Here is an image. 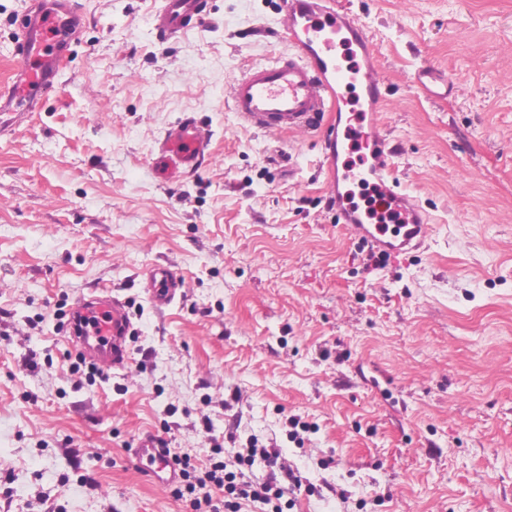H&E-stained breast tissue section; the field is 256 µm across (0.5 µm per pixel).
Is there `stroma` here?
<instances>
[{
	"label": "stroma",
	"mask_w": 512,
	"mask_h": 512,
	"mask_svg": "<svg viewBox=\"0 0 512 512\" xmlns=\"http://www.w3.org/2000/svg\"><path fill=\"white\" fill-rule=\"evenodd\" d=\"M368 26L377 119L428 246L374 265L328 208L314 135L243 126L235 76L287 54L278 0H211L161 39L160 0H75L38 111L0 135V512H190L132 463L146 433L210 465L276 444L290 512H512V0H339ZM28 0H0V82ZM430 64L454 83L430 99ZM201 166L156 159L184 119ZM178 271L158 309L140 274ZM126 299L127 370L87 380L57 330Z\"/></svg>",
	"instance_id": "1"
}]
</instances>
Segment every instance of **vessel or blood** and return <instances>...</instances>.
Wrapping results in <instances>:
<instances>
[{
	"instance_id": "1",
	"label": "vessel or blood",
	"mask_w": 512,
	"mask_h": 512,
	"mask_svg": "<svg viewBox=\"0 0 512 512\" xmlns=\"http://www.w3.org/2000/svg\"><path fill=\"white\" fill-rule=\"evenodd\" d=\"M208 14V0H161L153 22L166 40L179 37ZM280 35L288 41L287 55L251 67L231 87L233 109L251 128L261 132L320 131L321 152L328 168L329 204L339 223L361 243L383 256L396 258L426 246L430 214L420 199L405 191L396 176L394 151L376 118L383 79L376 66L377 52L366 25L336 0H281ZM81 18L71 0L59 10L44 9L32 0L18 34L19 61L10 80L0 83V102L16 116L36 111L52 91L61 63L79 32ZM350 50L353 62L342 65L337 44ZM354 88L363 108L357 121L362 148L360 164L372 179L377 208L392 214L398 228L366 223L343 186L353 178L352 165L342 162L344 141L343 91ZM206 148V134L194 122L178 124L159 148L158 163L166 178L194 169ZM183 278L171 267L154 265L143 284L154 307L172 304L182 294ZM134 332L127 302L109 289L81 296L70 308L63 333L78 352L101 369H126L128 339ZM137 465L156 486L168 488L179 476L159 441L141 438L133 450Z\"/></svg>"
}]
</instances>
